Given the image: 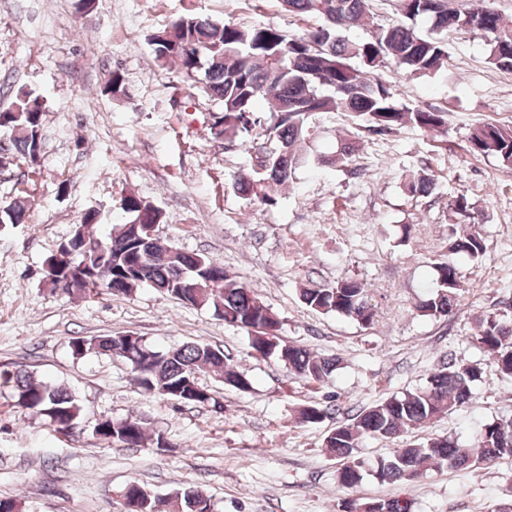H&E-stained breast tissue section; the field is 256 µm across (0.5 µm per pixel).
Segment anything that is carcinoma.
Segmentation results:
<instances>
[{
    "label": "carcinoma",
    "instance_id": "carcinoma-1",
    "mask_svg": "<svg viewBox=\"0 0 512 512\" xmlns=\"http://www.w3.org/2000/svg\"><path fill=\"white\" fill-rule=\"evenodd\" d=\"M282 11L300 18H315L318 24L292 35L268 23L256 26L225 24L199 15L177 18L148 37L155 62L177 67L187 81L202 75L205 92L220 103L215 135L228 140H248L265 127L271 144L251 155L250 168L234 178L233 188L252 204H277L273 187L289 183L301 168L332 164L355 175L353 161L359 150L358 132L386 134L413 127L436 135L448 128V113L399 105L379 72L386 68L413 76H430L442 71L448 52L441 34L450 29L478 32L489 38L490 62L498 69L512 71V25L503 24L501 13L492 4L457 9L451 0H399L401 19L377 26L369 37L353 40L347 31L361 25L368 16L369 0H279ZM430 23L423 33L417 22ZM113 101L127 98L123 74L115 71L103 89ZM46 103L28 91L16 95L10 106L0 109V127L10 131L9 155L34 166L41 152V128ZM342 112L354 132L338 143L334 155L319 156L308 150L307 142L314 119L322 113ZM470 151L495 157L506 170H512V129L495 124L474 128L468 138ZM437 185L426 167L405 181L412 196L430 195ZM126 220L111 226L99 237L85 234L87 244L101 240L106 259L91 248L75 242L59 248L64 265L91 270L92 280L66 281L61 277L44 284L52 295H80L92 298L103 293L133 294L146 284L185 304L208 307L232 327L255 332L250 348L264 358H275L295 374L322 382L340 366L339 357L316 353L284 342L278 335V317L254 291L238 286L213 259L194 252L170 255V248L149 235L154 224L166 221L159 208H141L139 198L127 195L121 204ZM26 204L14 200L0 206V224H21ZM448 252L479 259L486 245L480 232L473 230L452 239ZM435 291L421 300L416 309L429 317L447 316L459 302L461 281L453 259L435 264ZM307 307L322 313H338L368 326L376 316L369 290L356 279H345L330 287L301 289ZM471 341L491 354L496 370L512 376V322L496 315L477 320ZM114 336L70 341L73 353L92 351L113 356ZM127 359L137 386L145 392L172 398L178 392L197 395L195 403L209 397L196 392L195 377L201 367L210 372L224 371V384L240 392L251 388L246 374L235 370L224 351L202 342L169 351H157L142 342ZM483 369L450 359L442 362L424 387L392 396L358 411L348 422L336 426L324 440L338 459L339 482L354 487L371 468L382 481L410 483L432 467L468 469L476 464L493 463L512 456V422L494 420L482 426L469 447L447 437L411 441L371 462L357 457L367 437L387 439L405 436L424 423L450 414L467 404L472 386L482 378ZM0 385L12 391L16 405L65 432L79 420L82 406L67 388L37 382L22 369L0 370ZM331 414L330 406L313 403L296 414L301 424H316ZM94 432L109 443L127 448L144 446L146 429L135 416L106 419ZM143 512H211L210 500L201 490L181 487L164 498L140 494ZM347 512H411V504L400 498L368 499L347 504Z\"/></svg>",
    "mask_w": 512,
    "mask_h": 512
}]
</instances>
